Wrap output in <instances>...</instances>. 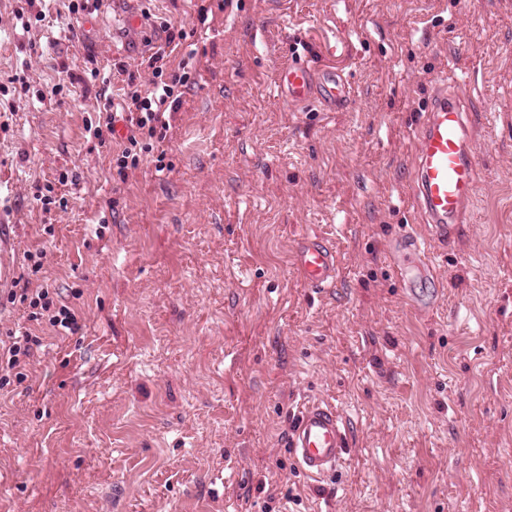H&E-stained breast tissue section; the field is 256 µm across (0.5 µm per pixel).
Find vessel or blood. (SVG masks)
<instances>
[{
  "label": "vessel or blood",
  "instance_id": "1",
  "mask_svg": "<svg viewBox=\"0 0 512 512\" xmlns=\"http://www.w3.org/2000/svg\"><path fill=\"white\" fill-rule=\"evenodd\" d=\"M284 100L292 106L320 105L340 112L352 99L349 82L336 70H315L294 57L283 62L277 76ZM463 81L438 82L429 105L415 128V201L425 223L436 237L452 236L466 216L479 185V171L470 147V120ZM408 253L393 261L396 275L407 286L414 307L430 308L438 291L420 290V283L433 277L426 242L409 237ZM294 263L311 287L332 284L338 272L335 250L317 235H302L296 243ZM302 469L311 476L336 471L349 451L346 426L335 409L322 404L302 407L288 440Z\"/></svg>",
  "mask_w": 512,
  "mask_h": 512
}]
</instances>
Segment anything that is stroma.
I'll list each match as a JSON object with an SVG mask.
<instances>
[{
	"label": "stroma",
	"mask_w": 512,
	"mask_h": 512,
	"mask_svg": "<svg viewBox=\"0 0 512 512\" xmlns=\"http://www.w3.org/2000/svg\"><path fill=\"white\" fill-rule=\"evenodd\" d=\"M216 4L0 0V340L40 339L0 391V512H512V0ZM161 18L193 32L171 58L193 85L166 170L122 181L88 126L124 105L113 63L150 90ZM290 55L343 72L350 106L283 104ZM447 75L480 183L421 313L390 256L429 233L414 133ZM308 232L339 260L320 290L294 266ZM23 274L80 331L9 303ZM309 402L350 436L319 480L286 446Z\"/></svg>",
	"instance_id": "35a3bbf8"
}]
</instances>
